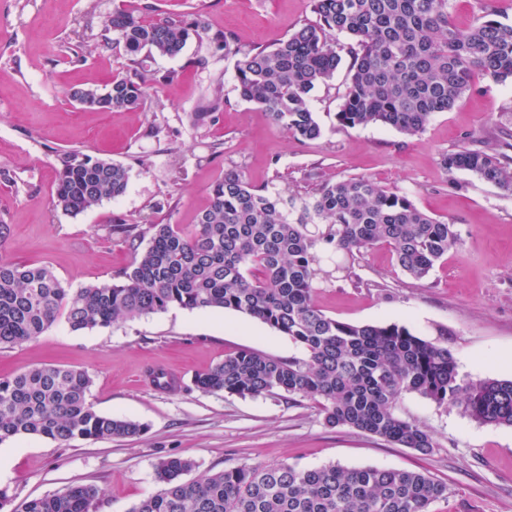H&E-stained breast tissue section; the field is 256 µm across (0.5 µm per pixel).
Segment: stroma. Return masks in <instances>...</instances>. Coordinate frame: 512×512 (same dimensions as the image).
Returning <instances> with one entry per match:
<instances>
[{
  "label": "stroma",
  "mask_w": 512,
  "mask_h": 512,
  "mask_svg": "<svg viewBox=\"0 0 512 512\" xmlns=\"http://www.w3.org/2000/svg\"><path fill=\"white\" fill-rule=\"evenodd\" d=\"M123 2L133 7L139 0H0V222L11 229L0 255L48 266L73 289L109 283L135 257L115 229L118 220L143 229L194 223L225 170L242 171L254 187L303 197L325 181L369 178L454 223L460 246L421 282L400 271L390 247L371 248L349 270L319 281L315 304L342 322L397 323L432 341L447 329L461 378L512 377V194L440 164L463 136L490 139L512 123L511 84L476 76L452 110L407 136L338 125L349 85L343 67L310 97L321 136L300 141L239 99L237 59L213 37L226 32L245 48L273 45L314 21L310 0H151L160 14L202 19L210 36L190 38L178 56L147 60L154 88L137 111L101 112L71 93L126 74L127 58L109 48L107 27ZM217 86L224 94L217 123L193 126L190 113ZM68 149L126 166L125 193L75 216L57 208L55 153ZM241 348L281 358L301 353L287 336L242 313L178 307L104 329L74 331L61 319L37 340L0 350V377L42 364L85 370L98 412L147 427L137 439L7 441L0 488L19 504L92 483L104 491L100 512H129L155 492L154 465L163 458L192 459L194 479L286 460L420 471L450 487L429 512H512L511 427L482 424L462 407L408 393L401 413L436 440L423 456L327 426L313 400L293 404L279 395L239 397L195 386L196 374ZM157 368L177 387L156 388L150 374Z\"/></svg>",
  "instance_id": "stroma-1"
}]
</instances>
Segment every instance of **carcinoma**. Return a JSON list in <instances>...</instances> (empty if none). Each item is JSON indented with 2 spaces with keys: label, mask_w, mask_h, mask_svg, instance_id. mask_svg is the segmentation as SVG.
<instances>
[{
  "label": "carcinoma",
  "mask_w": 512,
  "mask_h": 512,
  "mask_svg": "<svg viewBox=\"0 0 512 512\" xmlns=\"http://www.w3.org/2000/svg\"><path fill=\"white\" fill-rule=\"evenodd\" d=\"M449 2L311 0L316 20L272 47L243 50L228 33L214 40L224 55L239 56V98L298 140L320 137L310 95L344 65L350 83L337 122L415 136L434 114L459 102L474 74L512 82V20L499 0H480L466 31L450 22ZM151 10L143 3L112 12L108 27L130 61L128 74L102 89L73 91L75 101L104 111L137 109L149 90L144 59L177 56L190 37L208 36L196 17L143 18ZM223 103L222 89H212L191 113L192 123L217 122ZM511 138L510 132L493 147L467 135L442 154L441 164L511 193ZM56 161V205L66 213L79 214L127 188L129 170L121 163L78 150L58 153ZM119 224L137 255L112 283L67 288L47 266L0 256V349L38 339L61 316L77 331L171 307L232 310L288 336L302 354L282 359L241 348L196 378L205 392L311 399L321 404L326 425L423 455L435 442L429 430L397 413L405 393L439 406L460 405L483 424L512 426V379L464 382L448 346L396 323L338 321L314 304L329 254L353 260L386 245L401 271L422 281L459 246L455 224L429 216L408 197L364 177L323 182L314 194L299 197L257 189L240 171L227 170L192 227L150 224L137 232L123 220ZM90 387L87 372L53 364L0 378V444L21 435L66 443L144 434L139 422L98 412L88 398ZM193 468L181 457L156 463L157 490L129 512H429L450 492L448 483L425 473L374 466L303 468L280 461L183 479ZM100 502L95 485H71L17 507L0 489V512H98Z\"/></svg>",
  "instance_id": "obj_1"
}]
</instances>
